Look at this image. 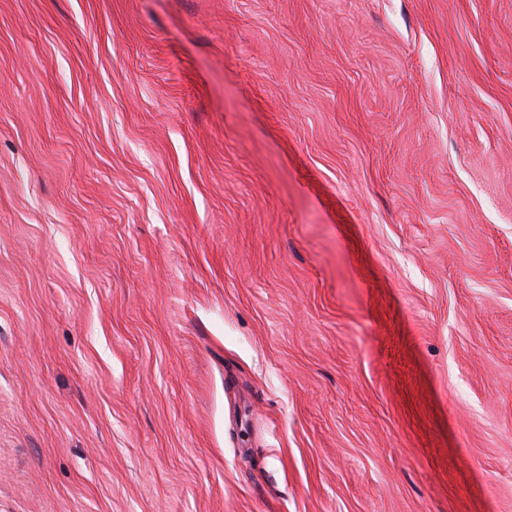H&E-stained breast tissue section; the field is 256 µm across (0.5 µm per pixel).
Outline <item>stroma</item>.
<instances>
[{
	"instance_id": "35a3bbf8",
	"label": "stroma",
	"mask_w": 512,
	"mask_h": 512,
	"mask_svg": "<svg viewBox=\"0 0 512 512\" xmlns=\"http://www.w3.org/2000/svg\"><path fill=\"white\" fill-rule=\"evenodd\" d=\"M0 512H512V0H0Z\"/></svg>"
}]
</instances>
